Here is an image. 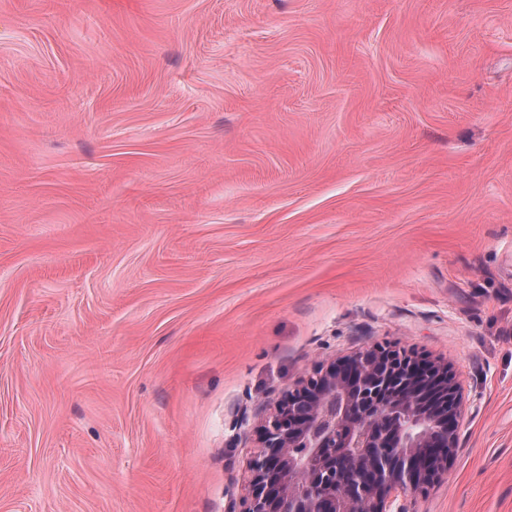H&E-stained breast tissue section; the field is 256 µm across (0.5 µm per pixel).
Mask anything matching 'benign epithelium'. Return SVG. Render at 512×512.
<instances>
[{"mask_svg":"<svg viewBox=\"0 0 512 512\" xmlns=\"http://www.w3.org/2000/svg\"><path fill=\"white\" fill-rule=\"evenodd\" d=\"M448 363L375 344L318 363L261 425L239 512H406L456 454Z\"/></svg>","mask_w":512,"mask_h":512,"instance_id":"7a95c632","label":"benign epithelium"}]
</instances>
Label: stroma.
Returning a JSON list of instances; mask_svg holds the SVG:
<instances>
[{"label":"stroma","mask_w":512,"mask_h":512,"mask_svg":"<svg viewBox=\"0 0 512 512\" xmlns=\"http://www.w3.org/2000/svg\"><path fill=\"white\" fill-rule=\"evenodd\" d=\"M377 343L512 512V0H0V512H238Z\"/></svg>","instance_id":"1"}]
</instances>
